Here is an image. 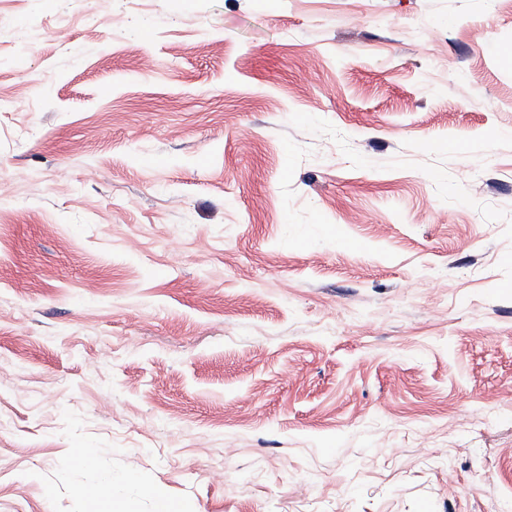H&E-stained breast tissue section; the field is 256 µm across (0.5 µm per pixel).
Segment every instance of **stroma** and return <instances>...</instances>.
Wrapping results in <instances>:
<instances>
[{
	"instance_id": "1",
	"label": "stroma",
	"mask_w": 512,
	"mask_h": 512,
	"mask_svg": "<svg viewBox=\"0 0 512 512\" xmlns=\"http://www.w3.org/2000/svg\"><path fill=\"white\" fill-rule=\"evenodd\" d=\"M104 485L512 512V0H0V512Z\"/></svg>"
}]
</instances>
